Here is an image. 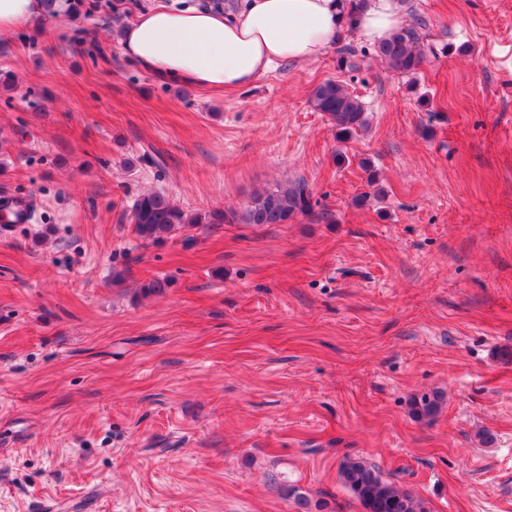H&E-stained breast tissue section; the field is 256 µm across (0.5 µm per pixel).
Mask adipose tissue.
Wrapping results in <instances>:
<instances>
[{
    "mask_svg": "<svg viewBox=\"0 0 512 512\" xmlns=\"http://www.w3.org/2000/svg\"><path fill=\"white\" fill-rule=\"evenodd\" d=\"M41 0H0V37L41 21ZM399 0H369L350 21L344 0H234L227 7L196 0H154L122 27L118 42L145 69L205 89H241L279 64L324 56L347 28L386 41L400 27Z\"/></svg>",
    "mask_w": 512,
    "mask_h": 512,
    "instance_id": "adipose-tissue-1",
    "label": "adipose tissue"
}]
</instances>
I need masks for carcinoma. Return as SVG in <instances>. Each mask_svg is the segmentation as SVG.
<instances>
[{"mask_svg": "<svg viewBox=\"0 0 512 512\" xmlns=\"http://www.w3.org/2000/svg\"><path fill=\"white\" fill-rule=\"evenodd\" d=\"M423 20L400 27L387 41L377 47V55L389 71L401 75L416 73L424 62L420 46ZM338 66L356 69L363 63L354 48L343 45L338 51ZM312 106L327 115L339 141L364 133L369 118L362 102L340 81L329 79L312 93ZM313 196L309 185L297 180L254 194L242 209L213 210L205 214L190 213L174 204L161 192L140 195L131 208V222L140 239L155 244L175 232L198 224H286L299 214L311 212ZM443 406V393H425L414 401L413 412L420 419L435 417ZM340 478L365 512H429L425 502L394 483L385 480L380 469L363 459L347 457L340 464ZM288 495L300 512H339L338 505L309 496L293 486Z\"/></svg>", "mask_w": 512, "mask_h": 512, "instance_id": "cac0c4a2", "label": "carcinoma"}]
</instances>
